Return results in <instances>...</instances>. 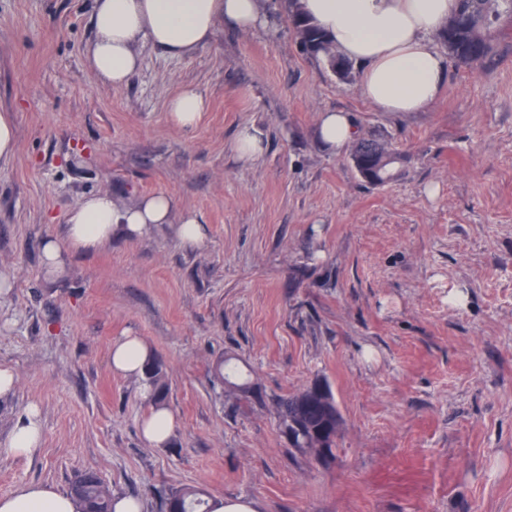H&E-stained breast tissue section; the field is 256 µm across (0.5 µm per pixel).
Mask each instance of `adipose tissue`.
I'll return each instance as SVG.
<instances>
[{
  "label": "adipose tissue",
  "instance_id": "adipose-tissue-1",
  "mask_svg": "<svg viewBox=\"0 0 512 512\" xmlns=\"http://www.w3.org/2000/svg\"><path fill=\"white\" fill-rule=\"evenodd\" d=\"M298 7L327 33L338 53L361 65L360 87L376 111L421 112L435 103L448 66L431 37L457 10V0H299ZM265 20L264 0H94V39L87 61L98 82L122 86L141 65L140 45L189 56L210 41L220 22L250 30ZM166 109L175 126L189 130L206 101L197 90L185 88L169 99ZM317 130L322 145L333 152L357 134L350 115L337 111L319 113ZM175 208L168 194L145 196L129 206L119 205L106 191L86 195L69 212L63 237L44 240L45 277L62 274L63 253L93 254L114 238H136L156 224H175L183 246L202 247L203 224L191 213L175 216ZM151 357L145 340L132 334L114 340L110 350L113 372L138 380L142 399L150 403L140 428L147 443L158 447L168 443L174 417L165 406L152 403L151 389L142 382ZM42 438L40 409L29 405L9 440L0 445V454L30 455ZM0 512H80V504L54 486L26 484L0 496Z\"/></svg>",
  "mask_w": 512,
  "mask_h": 512
}]
</instances>
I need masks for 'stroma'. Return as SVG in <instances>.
I'll list each match as a JSON object with an SVG mask.
<instances>
[{"mask_svg": "<svg viewBox=\"0 0 512 512\" xmlns=\"http://www.w3.org/2000/svg\"><path fill=\"white\" fill-rule=\"evenodd\" d=\"M93 0H0V113L17 145L0 163V443L25 407L42 443L0 457V496L94 471L113 495L160 512L166 492L257 501L261 512H512V21L480 66L449 63L424 112H379L359 73L342 81L300 49L288 0L268 25L219 23L196 53L140 46L120 87L90 72ZM207 107L191 130L168 99ZM325 110L396 152L372 185L317 138ZM261 124L254 166L230 151ZM120 204L157 193L205 224L202 248L170 225L72 255L46 279L45 238L84 195ZM142 336L164 368L167 447L141 435L149 405L109 350ZM252 393L222 384L220 360ZM326 380L341 427L335 460L297 454L275 400ZM166 109L175 126L189 130L198 123L206 109V101L197 90L184 88L169 99Z\"/></svg>", "mask_w": 512, "mask_h": 512, "instance_id": "35a3bbf8", "label": "stroma"}]
</instances>
